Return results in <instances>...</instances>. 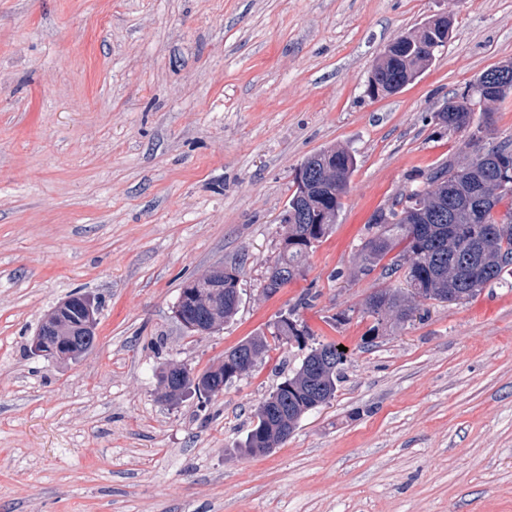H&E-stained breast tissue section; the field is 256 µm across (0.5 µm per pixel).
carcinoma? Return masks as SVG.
<instances>
[{
    "mask_svg": "<svg viewBox=\"0 0 512 512\" xmlns=\"http://www.w3.org/2000/svg\"><path fill=\"white\" fill-rule=\"evenodd\" d=\"M442 47V39L424 35L407 47L385 55L371 76L389 93L397 92L414 79ZM512 90V62L485 71L469 91L434 113L436 123L453 132H470L473 158L466 165L451 164L429 173L424 184L394 200L387 224H372L376 231L360 248L361 270L376 266L394 247L402 251L384 266L387 274L404 272L409 293L379 290L367 299V311L377 316H392L404 322L414 313L408 296L457 302L474 298L487 284L512 273V206L501 216L495 207L508 198L498 194L490 181L512 171V142L488 146L482 133L492 124V113L484 110L483 120L474 124V99L494 102ZM309 170L304 187L291 194L286 214L288 224L280 252L267 271L263 290L271 295L280 290L278 274L288 272V281L302 276L315 244L322 242L336 223L350 176L357 160L350 150L324 148L307 159ZM240 277L236 268H217L213 276L184 284L179 298L184 300L182 315L193 322L201 318L226 323L240 302ZM271 335L283 344L306 345L309 328L291 310L273 323ZM270 344L263 335L250 336L224 352L217 366L195 374L181 365L169 364L160 371L165 383L164 396L179 399L191 389L200 404H206L224 392L223 385L233 378L227 373V361L239 355L253 354L248 370L264 359ZM345 353L334 342L317 343L308 348L300 366L281 382L255 409L257 419L248 432L244 448L250 455H264L284 443L302 418L328 403L341 378Z\"/></svg>",
    "mask_w": 512,
    "mask_h": 512,
    "instance_id": "carcinoma-1",
    "label": "carcinoma"
}]
</instances>
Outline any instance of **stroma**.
<instances>
[{"instance_id": "obj_1", "label": "stroma", "mask_w": 512, "mask_h": 512, "mask_svg": "<svg viewBox=\"0 0 512 512\" xmlns=\"http://www.w3.org/2000/svg\"><path fill=\"white\" fill-rule=\"evenodd\" d=\"M451 21L419 77L370 97L385 47ZM512 62V0H0V512H512V275L471 300L366 311L403 276L361 272L374 216L469 135L435 111ZM357 167L303 277L263 291L296 169ZM241 274L198 336L184 282ZM98 298L92 350L28 353L62 299ZM313 342L347 349L334 397L271 453L241 444L304 356L268 357L200 407L159 369L206 370L305 293Z\"/></svg>"}]
</instances>
